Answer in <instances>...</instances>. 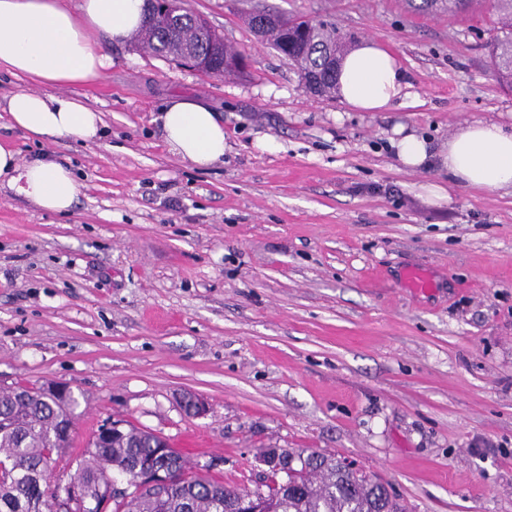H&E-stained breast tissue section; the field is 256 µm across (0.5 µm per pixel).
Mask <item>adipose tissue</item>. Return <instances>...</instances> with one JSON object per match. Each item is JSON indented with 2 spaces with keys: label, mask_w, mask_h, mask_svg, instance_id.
<instances>
[{
  "label": "adipose tissue",
  "mask_w": 512,
  "mask_h": 512,
  "mask_svg": "<svg viewBox=\"0 0 512 512\" xmlns=\"http://www.w3.org/2000/svg\"><path fill=\"white\" fill-rule=\"evenodd\" d=\"M144 0H0V68L35 82L7 100L11 124L38 139L69 136L95 139L103 124L69 87L102 78L111 59L96 36L123 39L139 29ZM50 93H42V86ZM339 96L359 112H382L406 104L413 95L402 66L376 40L360 41L339 61ZM163 140L182 161L204 168L224 159V126L208 105L190 97L171 98L158 117ZM409 169L446 170L455 184L482 191L512 188V130L474 121L460 125L447 142L397 128L391 142ZM39 208L69 213L78 185L69 168L41 156L20 163L15 150L0 145V177Z\"/></svg>",
  "instance_id": "adipose-tissue-1"
}]
</instances>
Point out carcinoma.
<instances>
[{
    "label": "carcinoma",
    "mask_w": 512,
    "mask_h": 512,
    "mask_svg": "<svg viewBox=\"0 0 512 512\" xmlns=\"http://www.w3.org/2000/svg\"><path fill=\"white\" fill-rule=\"evenodd\" d=\"M417 11L455 15L485 8L495 18L498 34L489 50L492 72L497 80L512 88V0H407ZM149 13L141 29L139 46L156 57L177 62L186 56L210 62L208 76L231 73L224 68V42L199 31L201 15L189 0H170L168 10ZM284 13L256 9L248 15V25L267 38L274 49L293 64L305 86L316 93L336 92V69L343 47L336 27L324 20L289 15L293 39L282 42L273 33ZM76 401L69 395L55 400L40 387L0 388V512H52V464L65 460L73 440L62 437L66 423L73 422ZM296 470L294 486L280 493V481L271 473L265 484L274 512H402L400 505L365 476L349 471L331 455L307 448ZM76 465L75 476L89 489L99 491L113 479L130 477L146 464L160 465L177 478L164 497L133 492L112 503V512H240L239 497L247 487L231 485L212 474L192 470L177 451L160 447L154 433L127 424L124 434H95L84 456L68 460Z\"/></svg>",
    "instance_id": "cac0c4a2"
}]
</instances>
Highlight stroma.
Here are the masks:
<instances>
[{"label":"stroma","mask_w":512,"mask_h":512,"mask_svg":"<svg viewBox=\"0 0 512 512\" xmlns=\"http://www.w3.org/2000/svg\"><path fill=\"white\" fill-rule=\"evenodd\" d=\"M247 60L212 77L132 39L73 87L99 138L40 141L0 112V143L47 154L79 186L69 215L0 177V388L70 387L73 452L106 421L166 436L190 465L222 459L252 486L260 448H313L387 483L405 512H512V190L405 168L396 127L442 141L459 124L512 126L491 74L490 14L405 0H191ZM325 19L347 47L401 61L412 107L318 95L248 12ZM176 95L214 108L224 160L185 165L157 116ZM443 185L428 203L422 185ZM433 279L410 288L404 271ZM203 398L183 414L178 396Z\"/></svg>","instance_id":"1"}]
</instances>
